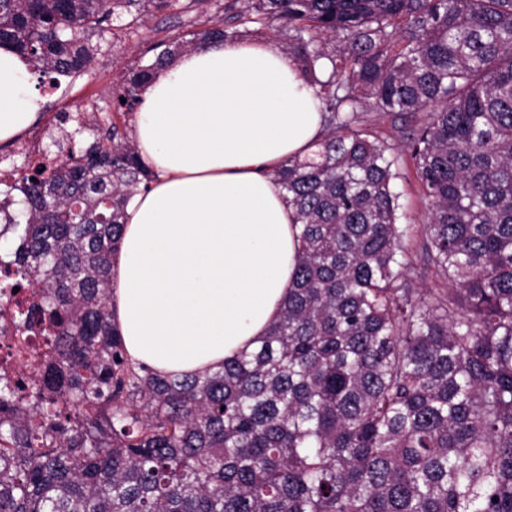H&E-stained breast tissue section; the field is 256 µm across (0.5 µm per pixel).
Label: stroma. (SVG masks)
Listing matches in <instances>:
<instances>
[{"label": "stroma", "instance_id": "1", "mask_svg": "<svg viewBox=\"0 0 512 512\" xmlns=\"http://www.w3.org/2000/svg\"><path fill=\"white\" fill-rule=\"evenodd\" d=\"M187 29L186 18L171 9L147 17L136 29L118 26L106 30L102 35V50L84 72L76 77L62 78L56 89L46 84L39 86L38 91L45 99L39 125L51 122L54 112L63 107L73 111L79 107L97 106L96 116L88 118L85 131L77 138L79 147L89 146L105 124V112L112 102V93L121 86L125 73L144 62L149 47L158 40Z\"/></svg>", "mask_w": 512, "mask_h": 512}]
</instances>
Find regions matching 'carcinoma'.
Instances as JSON below:
<instances>
[{"label":"carcinoma","instance_id":"carcinoma-1","mask_svg":"<svg viewBox=\"0 0 512 512\" xmlns=\"http://www.w3.org/2000/svg\"><path fill=\"white\" fill-rule=\"evenodd\" d=\"M206 0H0V49L57 86L112 20ZM161 66L278 23L319 87L316 157L274 171L300 223L295 283L254 350L171 377L125 356L110 310L124 208L151 173L111 122L33 170L0 295L39 361L0 379V512H512V0H224ZM369 111L425 115L406 147ZM413 164L427 224L393 189ZM422 251L445 287L415 286Z\"/></svg>","mask_w":512,"mask_h":512}]
</instances>
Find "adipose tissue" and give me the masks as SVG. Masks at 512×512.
Returning <instances> with one entry per match:
<instances>
[{"label":"adipose tissue","instance_id":"1","mask_svg":"<svg viewBox=\"0 0 512 512\" xmlns=\"http://www.w3.org/2000/svg\"><path fill=\"white\" fill-rule=\"evenodd\" d=\"M131 138L153 173L125 211L111 308L129 359L161 375L223 368L278 320L296 214L273 172L314 157L316 89L275 40L212 41L141 91ZM28 66L0 49V143L35 123Z\"/></svg>","mask_w":512,"mask_h":512}]
</instances>
